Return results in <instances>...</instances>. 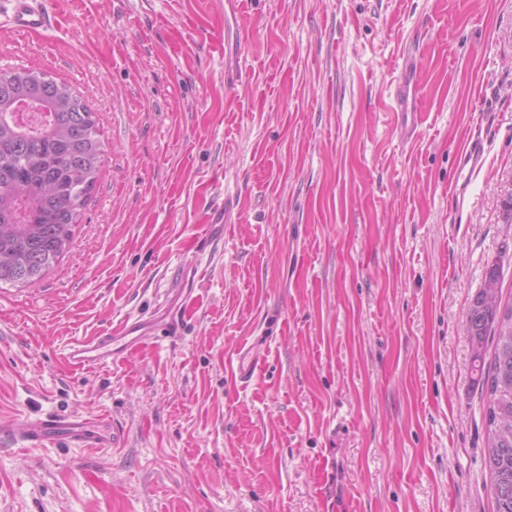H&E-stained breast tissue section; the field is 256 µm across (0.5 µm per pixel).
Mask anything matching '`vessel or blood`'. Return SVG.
Masks as SVG:
<instances>
[{"label": "vessel or blood", "mask_w": 512, "mask_h": 512, "mask_svg": "<svg viewBox=\"0 0 512 512\" xmlns=\"http://www.w3.org/2000/svg\"><path fill=\"white\" fill-rule=\"evenodd\" d=\"M0 15L6 16L12 28L21 34L41 33L55 22L53 0H0ZM240 20L238 0H224V83L229 87L241 84L246 68L239 41ZM415 59L406 57L395 81L394 99L397 122L406 135H414L417 119V84L414 76ZM459 175L455 187L458 201H465L472 180L482 171L487 157L484 139L469 135L457 147ZM143 330L139 321L125 322L108 336H95L82 341L68 353L75 367L96 365L115 358L119 338H138ZM13 434L25 448H48L65 444L74 448H112L122 444V435L107 421L93 423L82 414L45 413L13 427Z\"/></svg>", "instance_id": "b4317fda"}]
</instances>
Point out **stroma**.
Here are the masks:
<instances>
[{
    "instance_id": "obj_1",
    "label": "stroma",
    "mask_w": 512,
    "mask_h": 512,
    "mask_svg": "<svg viewBox=\"0 0 512 512\" xmlns=\"http://www.w3.org/2000/svg\"><path fill=\"white\" fill-rule=\"evenodd\" d=\"M240 3L234 89L220 0H54L41 34L0 19V69L70 84L105 148L69 251L0 287V421L105 414L126 438L0 439V512H494L465 313L492 262L512 293V0ZM409 50L410 139L388 109ZM472 133L490 152L459 208ZM189 260L195 287L173 288ZM168 299L176 335L68 362Z\"/></svg>"
}]
</instances>
